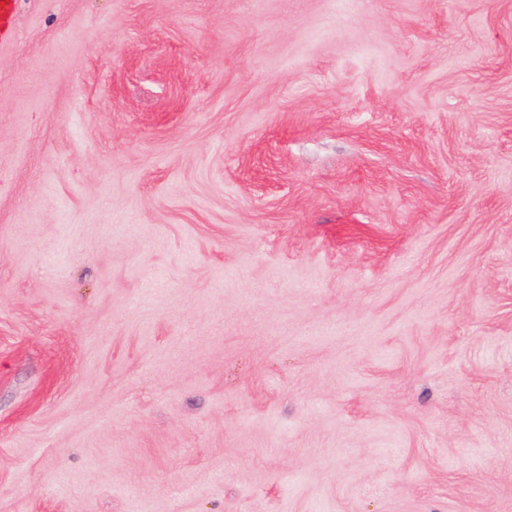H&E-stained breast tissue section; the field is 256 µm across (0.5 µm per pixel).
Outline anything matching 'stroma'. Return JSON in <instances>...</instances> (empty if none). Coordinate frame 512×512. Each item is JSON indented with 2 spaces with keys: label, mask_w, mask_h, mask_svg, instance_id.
<instances>
[{
  "label": "stroma",
  "mask_w": 512,
  "mask_h": 512,
  "mask_svg": "<svg viewBox=\"0 0 512 512\" xmlns=\"http://www.w3.org/2000/svg\"><path fill=\"white\" fill-rule=\"evenodd\" d=\"M0 512H512V0H19Z\"/></svg>",
  "instance_id": "35a3bbf8"
}]
</instances>
